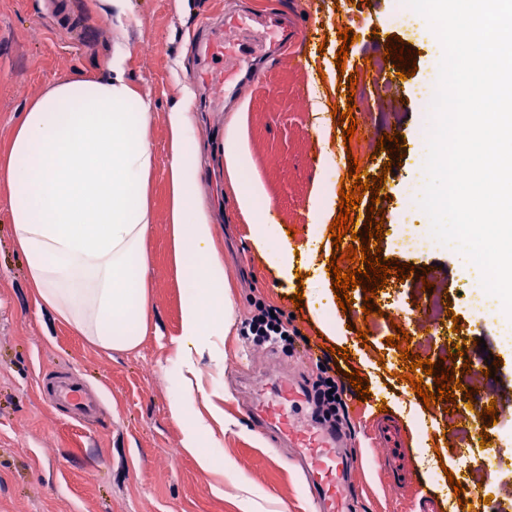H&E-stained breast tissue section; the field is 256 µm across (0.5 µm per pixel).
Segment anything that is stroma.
I'll return each mask as SVG.
<instances>
[{
  "instance_id": "stroma-1",
  "label": "stroma",
  "mask_w": 512,
  "mask_h": 512,
  "mask_svg": "<svg viewBox=\"0 0 512 512\" xmlns=\"http://www.w3.org/2000/svg\"><path fill=\"white\" fill-rule=\"evenodd\" d=\"M263 9L298 12L317 24L303 48L305 68H273L266 80L236 98L232 112L246 121L243 176L259 178L264 192L256 207L276 211L267 224L272 235L290 226L289 244L312 253L322 267V288L300 292L284 282L253 246L257 225L239 212L224 177V142L232 112L198 115L195 145L201 155L196 190L210 206L216 245L224 257L235 322L224 339V363L206 365L208 392L224 397L225 428L219 433L223 479L200 472L182 450L183 424L169 411L168 368L176 357L181 333L183 288L170 261L167 169L170 161L168 113L191 87L196 58L190 41L224 0H125L115 11L110 0H0V145L6 143L20 113L54 84L83 72H99L112 51L128 50L126 76L152 101L149 121L154 167L150 179L153 223L145 248L151 261L145 272L150 303L149 331L136 350L106 352L90 346L47 309L35 305L25 276L24 259L15 249L8 202L0 194V512H310L304 476L284 464L273 442L255 433L237 407L227 373L248 355L256 372L300 371L308 381L331 369L359 371L372 396L384 399L391 420L403 425L410 439L415 482L392 484L373 465L383 451L371 447L370 418L361 405L340 410L350 435L351 454L369 456V464L352 476L354 512H411L418 483L435 486L447 498V512H512V347L503 345L505 322L471 312L468 301L481 285V272L466 256L438 243L419 253L403 249L406 225L428 223L419 193L427 182L423 158L427 143L421 133L429 116L418 97L421 88H435L443 48L421 15L403 24L398 0H349L339 14L338 0H252ZM355 38L344 64H337L338 31ZM407 43L417 71L400 79L396 61L386 76L401 100L400 110L387 112L381 102L356 113V135L396 131L395 151L377 153L371 174L384 164L396 167L382 188L384 209L382 255L395 266L411 264L414 277L387 284L373 300L376 309L364 318V294L350 293L352 308L342 311L327 267L335 247L330 220L339 212L338 192L346 176L345 146L337 113L346 112L347 86L340 72L354 74L358 87H371L367 57L382 55L388 42ZM327 195L328 221L312 223L315 194ZM430 270L449 305L450 317L431 325L416 354L430 359L436 372L451 371L446 354L451 342L464 343L476 360L492 357L497 395L495 424L487 431L497 460L508 479L492 490L475 487L459 461L461 444L448 436V410L462 411L467 398L455 403L437 399L424 406L412 385L397 348L387 344L394 325H408L423 301L417 273ZM303 293L293 305L295 293ZM281 313L292 332L290 348L259 344L246 336L245 325L256 306ZM460 332H453V324ZM368 329L367 340L357 332ZM314 346L316 359L304 351ZM349 358H342L341 349ZM71 368L96 388L104 416L92 427L69 418L43 401L36 388L38 373ZM459 480L456 494L450 480ZM223 491H216V482Z\"/></svg>"
}]
</instances>
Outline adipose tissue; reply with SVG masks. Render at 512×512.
I'll list each match as a JSON object with an SVG mask.
<instances>
[{
	"mask_svg": "<svg viewBox=\"0 0 512 512\" xmlns=\"http://www.w3.org/2000/svg\"><path fill=\"white\" fill-rule=\"evenodd\" d=\"M126 57V49H116L106 73H83L47 89L21 113L0 151V184L35 303L105 351L135 350L147 330L152 103L126 78ZM190 106L183 101L168 115V222L175 274L184 285L169 409L184 424V452L211 475L220 471L210 444L224 409L211 402L198 410L194 398L204 390L202 359H224L233 312L211 212L192 188L200 156L189 147ZM241 121L234 114L228 126L224 167L240 211L257 221L263 187L239 175Z\"/></svg>",
	"mask_w": 512,
	"mask_h": 512,
	"instance_id": "obj_1",
	"label": "adipose tissue"
}]
</instances>
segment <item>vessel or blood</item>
<instances>
[{"instance_id": "obj_1", "label": "vessel or blood", "mask_w": 512, "mask_h": 512, "mask_svg": "<svg viewBox=\"0 0 512 512\" xmlns=\"http://www.w3.org/2000/svg\"><path fill=\"white\" fill-rule=\"evenodd\" d=\"M311 27V22L303 19L283 25L279 13L273 10L225 13L197 32L193 51L198 65L191 79L205 90L209 108L223 111L233 92L262 80L269 63L299 65L295 47ZM237 386L245 397L240 411L254 430L286 448L287 462L304 470L312 512H348L353 460L343 451V428L325 426L314 419L299 424L291 409L292 404L312 401L304 377L271 378L243 372L237 377ZM38 389L47 402L64 408L83 424H96L103 415L99 398L74 373L40 374ZM378 406V400L367 402L374 414L371 440L387 450L376 465L389 477L402 482L410 480L412 471L400 453L405 443L402 431L386 421Z\"/></svg>"}]
</instances>
